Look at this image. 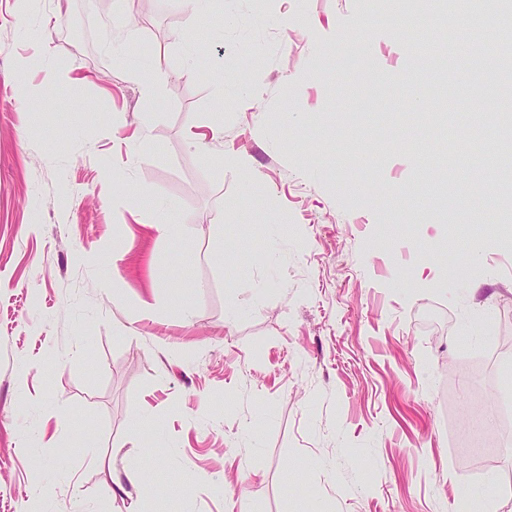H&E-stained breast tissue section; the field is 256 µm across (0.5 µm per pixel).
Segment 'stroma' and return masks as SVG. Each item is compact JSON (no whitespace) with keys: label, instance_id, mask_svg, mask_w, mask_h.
<instances>
[{"label":"stroma","instance_id":"35a3bbf8","mask_svg":"<svg viewBox=\"0 0 512 512\" xmlns=\"http://www.w3.org/2000/svg\"><path fill=\"white\" fill-rule=\"evenodd\" d=\"M412 2L0 0V512H512V435L467 423L512 420V195L422 197L498 141L512 28L452 51Z\"/></svg>","mask_w":512,"mask_h":512}]
</instances>
